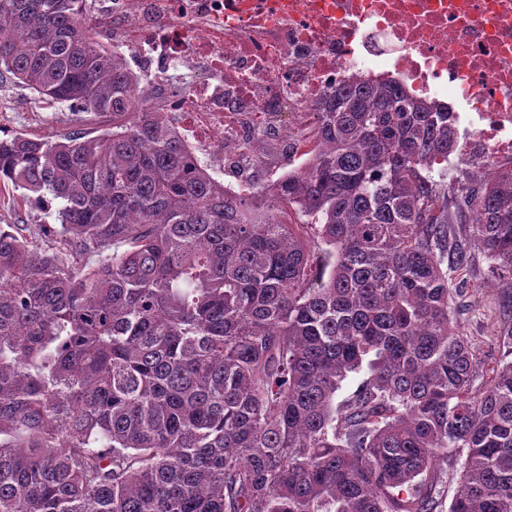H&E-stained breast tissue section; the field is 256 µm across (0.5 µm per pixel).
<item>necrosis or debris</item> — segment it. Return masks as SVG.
I'll list each match as a JSON object with an SVG mask.
<instances>
[{
    "label": "necrosis or debris",
    "mask_w": 512,
    "mask_h": 512,
    "mask_svg": "<svg viewBox=\"0 0 512 512\" xmlns=\"http://www.w3.org/2000/svg\"><path fill=\"white\" fill-rule=\"evenodd\" d=\"M112 48L143 82L164 88L166 116L224 187L247 195L265 134L298 156L314 146L301 125L336 85L396 74L476 121L462 161L512 157V0H114ZM191 75L169 92L175 69Z\"/></svg>",
    "instance_id": "4bbe7bcc"
}]
</instances>
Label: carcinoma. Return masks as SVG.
Wrapping results in <instances>:
<instances>
[{
  "instance_id": "carcinoma-1",
  "label": "carcinoma",
  "mask_w": 512,
  "mask_h": 512,
  "mask_svg": "<svg viewBox=\"0 0 512 512\" xmlns=\"http://www.w3.org/2000/svg\"><path fill=\"white\" fill-rule=\"evenodd\" d=\"M87 2L0 0V79L112 118L0 139V184L98 256L0 225V512H437L450 468L448 512H512V362L474 389L450 306L473 241L512 304V166L444 181L456 115L382 77L231 195Z\"/></svg>"
}]
</instances>
